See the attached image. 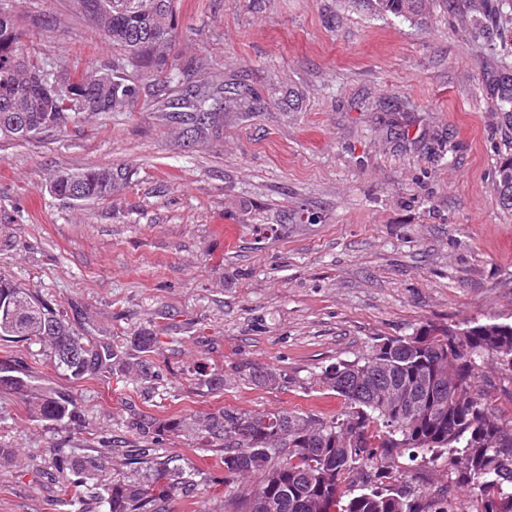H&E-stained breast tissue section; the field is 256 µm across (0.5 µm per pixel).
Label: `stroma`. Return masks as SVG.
<instances>
[{
  "label": "stroma",
  "instance_id": "35a3bbf8",
  "mask_svg": "<svg viewBox=\"0 0 512 512\" xmlns=\"http://www.w3.org/2000/svg\"><path fill=\"white\" fill-rule=\"evenodd\" d=\"M432 0L424 23L371 0H178L177 49L220 117L206 138L168 118L145 87L129 112L90 115L29 141L0 140V273L47 300L95 342L160 331L151 386L109 373L74 380L38 345L0 341V363L68 391L80 423L29 417L0 390V512L57 505L54 451L83 455V432L112 452L176 457L197 483L166 512H224V453L148 421L231 408L340 416L314 385L326 366L433 321H512V211L495 171L512 157V0ZM47 61L80 76L112 45L68 0H15ZM121 169L81 209L49 189L59 170ZM245 362L279 384L236 381ZM223 370L211 391L194 365Z\"/></svg>",
  "mask_w": 512,
  "mask_h": 512
}]
</instances>
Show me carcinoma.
<instances>
[{
	"instance_id": "cac0c4a2",
	"label": "carcinoma",
	"mask_w": 512,
	"mask_h": 512,
	"mask_svg": "<svg viewBox=\"0 0 512 512\" xmlns=\"http://www.w3.org/2000/svg\"><path fill=\"white\" fill-rule=\"evenodd\" d=\"M14 0H0V140L27 141L16 126L26 116L33 126L52 115L50 130L76 122L68 97L41 88L33 72L45 66L52 81L70 76L47 63L21 40ZM380 12L421 23L429 0H376ZM72 10L88 18L116 49L109 83L97 69L78 79L72 94L90 97L94 114L117 111L108 99L137 101L142 73L158 90L169 88L190 66L174 53L178 32L175 0H72ZM123 180L112 167L61 170L53 192L78 206L112 196ZM499 206L512 211V160L496 176ZM0 341L22 339L48 348L54 368L78 380L85 375L131 374L141 384L155 377L153 355L160 336L142 329L113 343L95 344L80 336L42 298L0 275ZM494 362L499 379L477 384V360ZM239 378L253 386L278 381L269 367L245 362ZM200 384L220 391L224 372L198 370ZM344 398L341 417L321 420L297 411L247 413L224 408L187 421L146 423L141 433L160 429L188 432L224 450V512H454L459 488L470 490L468 512H512V420L497 403L512 405V323L491 320L465 328L427 322L408 336L383 337L363 358L328 366L315 378ZM0 385L22 393L30 413L67 424L77 411L69 393L47 380H32L0 365ZM417 450L454 456L458 476L414 485L398 459ZM87 485L79 512H163L176 492L192 491L191 474L154 459L122 478H112V453L98 451L70 463ZM253 478L256 488L242 483Z\"/></svg>"
}]
</instances>
